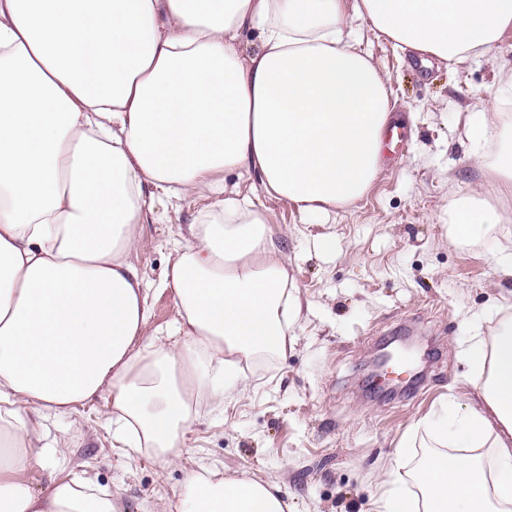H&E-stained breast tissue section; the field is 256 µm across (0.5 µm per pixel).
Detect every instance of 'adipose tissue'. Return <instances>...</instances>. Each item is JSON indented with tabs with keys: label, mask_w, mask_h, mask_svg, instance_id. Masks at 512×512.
Instances as JSON below:
<instances>
[{
	"label": "adipose tissue",
	"mask_w": 512,
	"mask_h": 512,
	"mask_svg": "<svg viewBox=\"0 0 512 512\" xmlns=\"http://www.w3.org/2000/svg\"><path fill=\"white\" fill-rule=\"evenodd\" d=\"M457 69L494 52L512 0H0V512H122L86 472L55 469L32 490L31 463L59 458L48 413L104 397L115 447L173 464L203 415L241 397L250 363L282 354L300 319L269 212L225 192L256 171L267 196L325 214L368 192L394 115L354 19ZM259 30L240 58L236 39ZM512 70L465 122L479 189L448 204L449 240L490 242L512 277V138L497 110ZM215 201L174 244L164 285L176 316L148 330L129 256L152 206L144 189ZM495 336L458 347L466 384L419 423L441 445L414 480L410 512H512V299H493ZM489 448L485 471L468 452ZM399 459L370 512H409ZM174 512H288L273 482L188 470Z\"/></svg>",
	"instance_id": "adipose-tissue-1"
}]
</instances>
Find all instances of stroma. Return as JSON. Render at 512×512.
Masks as SVG:
<instances>
[{"mask_svg": "<svg viewBox=\"0 0 512 512\" xmlns=\"http://www.w3.org/2000/svg\"><path fill=\"white\" fill-rule=\"evenodd\" d=\"M358 37L392 90L407 143L388 145L368 193L329 215L304 216L288 201L261 196L303 305L294 343L252 365L249 391L224 414L194 423L183 465L113 447L99 399L46 422L48 441L66 448L63 465L112 490L124 512H171L189 465L274 482L292 512H368L378 472L396 450L410 473L429 456L417 423L462 391L459 341L477 330L491 335L496 322L484 310L492 298L512 295L489 243H449L447 209L481 181L465 117L512 67V30L488 58L455 70L435 59L422 65L368 25ZM211 202L208 195L153 200L131 256L149 290V328L175 317L163 285L174 242ZM402 336L431 345L426 378L409 392L369 393L368 361Z\"/></svg>", "mask_w": 512, "mask_h": 512, "instance_id": "obj_1", "label": "stroma"}]
</instances>
